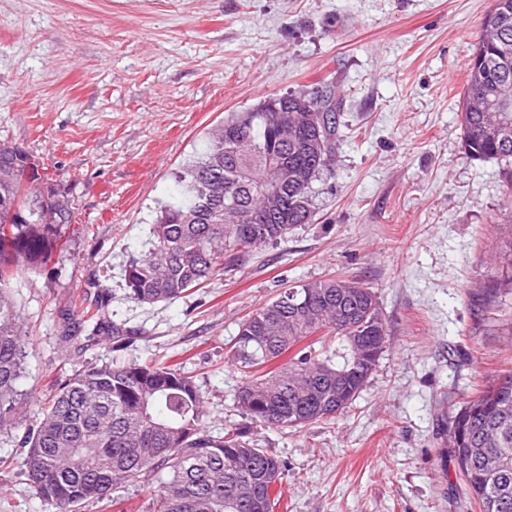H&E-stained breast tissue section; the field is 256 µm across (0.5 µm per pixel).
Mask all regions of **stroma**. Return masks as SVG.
<instances>
[{
	"instance_id": "stroma-1",
	"label": "stroma",
	"mask_w": 512,
	"mask_h": 512,
	"mask_svg": "<svg viewBox=\"0 0 512 512\" xmlns=\"http://www.w3.org/2000/svg\"><path fill=\"white\" fill-rule=\"evenodd\" d=\"M492 0H0V144L69 188L66 246L16 281L28 339L20 427L0 430V512H51L18 440L52 384L120 359L192 376L213 435L239 428L286 465L273 512H478L444 429L502 368L512 335L491 317L498 227L512 224L498 167L471 159L458 105ZM332 85L344 133L312 188L314 220L246 253L185 296L131 300L176 173L234 112ZM373 287L389 344L357 399L297 428L250 422L229 350L282 288ZM125 326L117 344L86 311ZM80 337L73 352L65 334ZM157 477L83 512H146Z\"/></svg>"
}]
</instances>
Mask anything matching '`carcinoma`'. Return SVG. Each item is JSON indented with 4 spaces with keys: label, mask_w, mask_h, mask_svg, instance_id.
Masks as SVG:
<instances>
[{
    "label": "carcinoma",
    "mask_w": 512,
    "mask_h": 512,
    "mask_svg": "<svg viewBox=\"0 0 512 512\" xmlns=\"http://www.w3.org/2000/svg\"><path fill=\"white\" fill-rule=\"evenodd\" d=\"M465 151L494 161L512 196V0H493L468 64L459 106ZM340 103L325 85L312 95L269 96L212 128L200 155L178 172L179 190L150 228L148 253L124 271L129 297L178 299L239 266L247 250L285 239L313 220L312 186L341 137ZM33 155L0 144V427L20 424L19 382L27 343L12 282L64 247L75 207ZM288 183L276 193L262 188ZM62 211V224L39 216ZM499 275L488 297L512 296V226L500 233ZM241 323L229 361L243 375L242 414L255 423L299 427L336 418L330 373L348 369L343 409L356 399L389 337L373 288L328 279L297 285ZM372 347L355 356L353 342ZM451 453L479 512H512V369L500 372L452 420ZM23 466L33 495L53 512H81L116 489L166 473L147 512H271L247 485L285 464L246 434L212 435L192 377L162 360L92 365L58 385L40 421L25 430Z\"/></svg>",
    "instance_id": "1"
}]
</instances>
